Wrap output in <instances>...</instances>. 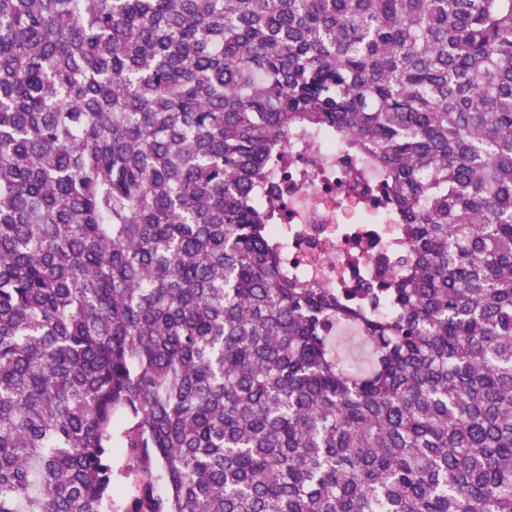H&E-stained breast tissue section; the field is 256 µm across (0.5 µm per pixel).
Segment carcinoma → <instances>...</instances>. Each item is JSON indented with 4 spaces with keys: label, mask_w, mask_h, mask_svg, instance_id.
<instances>
[{
    "label": "carcinoma",
    "mask_w": 512,
    "mask_h": 512,
    "mask_svg": "<svg viewBox=\"0 0 512 512\" xmlns=\"http://www.w3.org/2000/svg\"><path fill=\"white\" fill-rule=\"evenodd\" d=\"M316 132L363 303L257 204ZM0 512H512V0H0ZM270 181L282 193L271 196L265 190L257 201L275 202L274 227L286 225L278 235L288 237L282 243L290 271L309 283L347 282L351 291L360 281L374 283L391 273L375 258L391 248L394 216L372 175L356 181L340 143L326 141L315 164L288 145L272 168ZM347 214H352L349 222L344 221ZM337 351L351 369L364 368L369 361V349L362 340L349 330L341 331L336 338Z\"/></svg>",
    "instance_id": "cac0c4a2"
}]
</instances>
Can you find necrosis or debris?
I'll use <instances>...</instances> for the list:
<instances>
[{"label": "necrosis or debris", "instance_id": "4bbe7bcc", "mask_svg": "<svg viewBox=\"0 0 512 512\" xmlns=\"http://www.w3.org/2000/svg\"><path fill=\"white\" fill-rule=\"evenodd\" d=\"M270 180L278 197L277 225L287 226L283 257L290 271L323 285L374 283L385 273L375 258L391 248L395 219L372 175L355 179L341 144L325 142L316 163L295 147L284 148Z\"/></svg>", "mask_w": 512, "mask_h": 512}]
</instances>
